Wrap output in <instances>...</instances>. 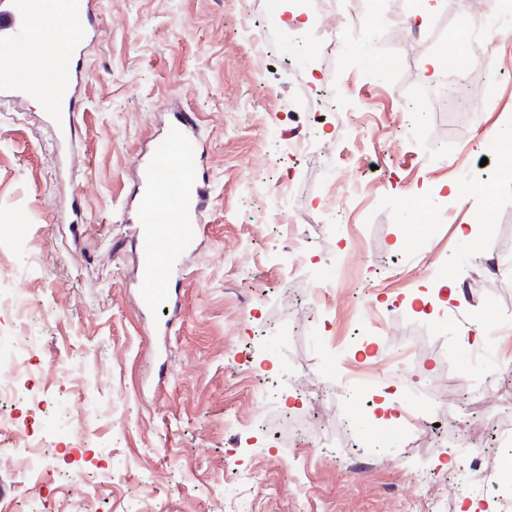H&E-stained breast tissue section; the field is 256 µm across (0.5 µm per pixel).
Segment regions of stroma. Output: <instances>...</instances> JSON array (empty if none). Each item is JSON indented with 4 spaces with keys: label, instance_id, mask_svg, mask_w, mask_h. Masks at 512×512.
<instances>
[{
    "label": "stroma",
    "instance_id": "35a3bbf8",
    "mask_svg": "<svg viewBox=\"0 0 512 512\" xmlns=\"http://www.w3.org/2000/svg\"><path fill=\"white\" fill-rule=\"evenodd\" d=\"M385 24L310 48V27L284 28L269 0H100L102 34L86 51L84 112L66 169L33 102L0 103V277L39 319L40 406L21 412L51 444L108 455L112 477L67 466L43 494L55 512H389L420 492L451 512H494L497 488L458 494L448 446L472 391L512 368V275L486 277V253L512 243V183H497L481 139L512 124V38L449 75L478 105L455 110L423 79L448 53L459 0L416 26L415 0H352ZM416 26V37L403 30ZM336 87L321 123L299 111ZM195 112L214 183L201 246L183 260V317L159 364L140 315L135 228L123 199L135 157L167 113ZM326 141L325 163L289 156L291 140ZM486 178L483 193L442 210L438 196ZM297 187L304 223L284 236L276 181ZM496 209L482 220L485 200ZM430 226L408 240L404 214ZM303 244L289 266V239ZM321 310L306 315L318 285ZM491 310L462 347L449 305ZM474 363L464 364L460 349ZM418 418L422 445L363 444L368 407L340 382ZM279 386L276 403L260 388ZM10 435L0 436V512L30 493Z\"/></svg>",
    "mask_w": 512,
    "mask_h": 512
}]
</instances>
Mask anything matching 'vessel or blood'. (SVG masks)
I'll list each match as a JSON object with an SVG mask.
<instances>
[{"instance_id":"vessel-or-blood-1","label":"vessel or blood","mask_w":512,"mask_h":512,"mask_svg":"<svg viewBox=\"0 0 512 512\" xmlns=\"http://www.w3.org/2000/svg\"><path fill=\"white\" fill-rule=\"evenodd\" d=\"M101 27L95 0H0V99L47 97V119L58 132L55 151L62 159L68 155L81 110V88L88 76L86 48ZM46 40L65 46L62 73L51 88L38 71L21 78L12 66L16 42ZM213 199L197 124L190 111L174 112L164 133L140 156L124 205V220L136 225L139 240L140 310L150 318L154 335L170 336L181 318V301L172 283L183 255L204 233V215Z\"/></svg>"}]
</instances>
